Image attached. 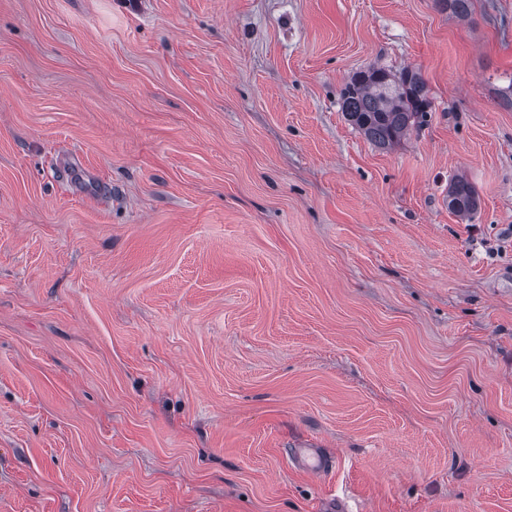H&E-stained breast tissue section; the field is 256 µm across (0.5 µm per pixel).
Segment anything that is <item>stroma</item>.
<instances>
[{
  "mask_svg": "<svg viewBox=\"0 0 512 512\" xmlns=\"http://www.w3.org/2000/svg\"><path fill=\"white\" fill-rule=\"evenodd\" d=\"M509 76L512 0H0V512H512ZM347 120L377 147L388 149L428 121L425 82L412 70L398 80L381 68L356 72L341 90ZM448 208L462 217H470L478 209L475 189L462 175L453 179L448 192Z\"/></svg>",
  "mask_w": 512,
  "mask_h": 512,
  "instance_id": "1",
  "label": "stroma"
}]
</instances>
